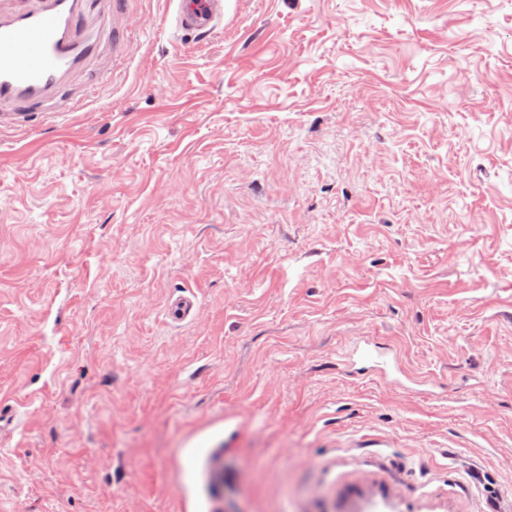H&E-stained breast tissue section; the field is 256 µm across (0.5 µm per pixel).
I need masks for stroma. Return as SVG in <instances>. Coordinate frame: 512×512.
<instances>
[{
  "instance_id": "35a3bbf8",
  "label": "stroma",
  "mask_w": 512,
  "mask_h": 512,
  "mask_svg": "<svg viewBox=\"0 0 512 512\" xmlns=\"http://www.w3.org/2000/svg\"><path fill=\"white\" fill-rule=\"evenodd\" d=\"M127 27L0 124V512H512V0ZM393 351L385 348L374 336H358L344 353L345 363L349 366L369 364L371 376H378L383 382L393 386H402V382L393 376L390 367H398V358Z\"/></svg>"
}]
</instances>
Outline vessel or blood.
<instances>
[{
    "mask_svg": "<svg viewBox=\"0 0 512 512\" xmlns=\"http://www.w3.org/2000/svg\"><path fill=\"white\" fill-rule=\"evenodd\" d=\"M105 6L117 18L126 0H30L22 8L0 7V118L14 122L31 112L72 111L76 78L105 77L93 66L104 35L93 18ZM224 7L225 0H177L176 25L192 34L214 32ZM344 358L347 365L368 366L386 384L399 383L391 372L397 357L374 337H357Z\"/></svg>",
    "mask_w": 512,
    "mask_h": 512,
    "instance_id": "b4317fda",
    "label": "vessel or blood"
}]
</instances>
